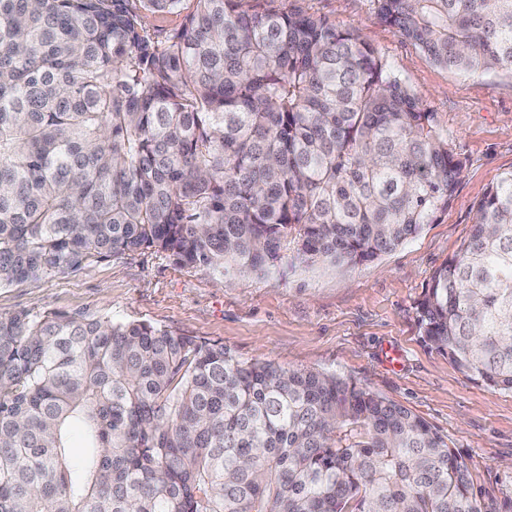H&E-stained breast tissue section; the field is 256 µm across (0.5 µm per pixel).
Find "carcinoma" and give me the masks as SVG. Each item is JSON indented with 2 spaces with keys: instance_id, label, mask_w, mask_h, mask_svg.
Instances as JSON below:
<instances>
[{
  "instance_id": "obj_1",
  "label": "carcinoma",
  "mask_w": 512,
  "mask_h": 512,
  "mask_svg": "<svg viewBox=\"0 0 512 512\" xmlns=\"http://www.w3.org/2000/svg\"><path fill=\"white\" fill-rule=\"evenodd\" d=\"M0 0V286L154 250L216 280L350 268L448 209L463 160L355 31L243 0ZM448 70L512 72V0H374ZM512 393V171L417 304ZM83 456L68 457L71 426ZM0 512H484L406 407L141 321L0 315Z\"/></svg>"
}]
</instances>
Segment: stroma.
<instances>
[{"mask_svg": "<svg viewBox=\"0 0 512 512\" xmlns=\"http://www.w3.org/2000/svg\"><path fill=\"white\" fill-rule=\"evenodd\" d=\"M357 30L422 96L463 160L435 223L381 258L216 284L153 250L115 256L65 276L0 287V315L47 310L143 321L224 343L239 360L325 371L401 404L445 437L470 469L489 512H512V393L467 377L422 339L416 303L434 271L470 234L479 201L512 170V73L460 76L379 20L372 0H282Z\"/></svg>", "mask_w": 512, "mask_h": 512, "instance_id": "1", "label": "stroma"}]
</instances>
